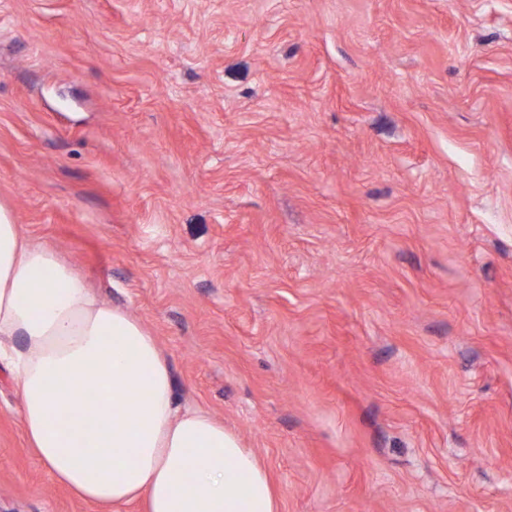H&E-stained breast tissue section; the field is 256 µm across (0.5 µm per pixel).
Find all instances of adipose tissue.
Here are the masks:
<instances>
[{
    "label": "adipose tissue",
    "instance_id": "obj_1",
    "mask_svg": "<svg viewBox=\"0 0 512 512\" xmlns=\"http://www.w3.org/2000/svg\"><path fill=\"white\" fill-rule=\"evenodd\" d=\"M28 442L52 477L102 512H278L259 458L210 414L180 405L150 332L98 301L0 205V363Z\"/></svg>",
    "mask_w": 512,
    "mask_h": 512
}]
</instances>
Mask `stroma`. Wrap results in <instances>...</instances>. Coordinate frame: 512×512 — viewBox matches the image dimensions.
I'll return each instance as SVG.
<instances>
[{"instance_id": "35a3bbf8", "label": "stroma", "mask_w": 512, "mask_h": 512, "mask_svg": "<svg viewBox=\"0 0 512 512\" xmlns=\"http://www.w3.org/2000/svg\"><path fill=\"white\" fill-rule=\"evenodd\" d=\"M0 203L280 512H512V0H0Z\"/></svg>"}]
</instances>
